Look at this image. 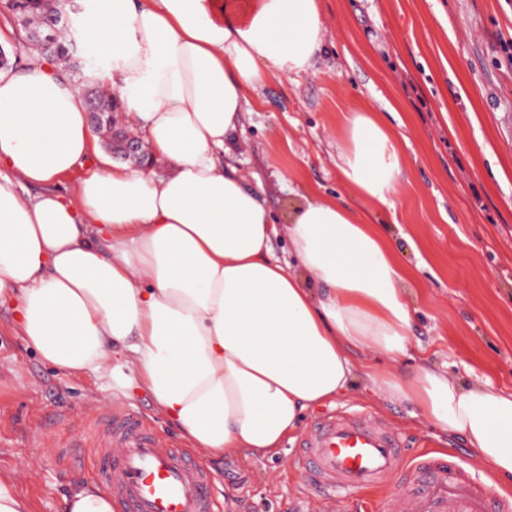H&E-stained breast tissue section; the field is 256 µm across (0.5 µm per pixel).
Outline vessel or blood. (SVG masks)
<instances>
[{
  "label": "vessel or blood",
  "mask_w": 512,
  "mask_h": 512,
  "mask_svg": "<svg viewBox=\"0 0 512 512\" xmlns=\"http://www.w3.org/2000/svg\"><path fill=\"white\" fill-rule=\"evenodd\" d=\"M299 448L294 467L320 497L384 488L382 512H512V498L493 494L461 457L407 456L396 431L359 411L318 418ZM97 452L111 460L100 482L124 512H216L206 464L140 416H103Z\"/></svg>",
  "instance_id": "vessel-or-blood-1"
}]
</instances>
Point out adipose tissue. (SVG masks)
I'll use <instances>...</instances> for the list:
<instances>
[{
	"mask_svg": "<svg viewBox=\"0 0 512 512\" xmlns=\"http://www.w3.org/2000/svg\"><path fill=\"white\" fill-rule=\"evenodd\" d=\"M88 47L164 173L94 170L77 199L55 181L93 136L74 84L38 54L0 70V305L27 344L65 372L138 386L193 448L278 455L303 414L371 391L462 437L496 484L512 487V392L466 384L410 347L407 266L372 220L403 168L373 113L347 117L341 178L358 211L309 198L279 230L233 153L243 105L268 82L307 73L322 52L321 0H94ZM110 238V248L100 241ZM358 349L392 363L356 365Z\"/></svg>",
	"mask_w": 512,
	"mask_h": 512,
	"instance_id": "adipose-tissue-1",
	"label": "adipose tissue"
}]
</instances>
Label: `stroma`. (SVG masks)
Segmentation results:
<instances>
[{"label":"stroma","instance_id":"stroma-1","mask_svg":"<svg viewBox=\"0 0 512 512\" xmlns=\"http://www.w3.org/2000/svg\"><path fill=\"white\" fill-rule=\"evenodd\" d=\"M322 8V53L307 74L271 81L246 104L233 163L260 186L277 224L309 196L360 207L340 177L337 143L345 116L377 113L404 156L394 206L375 221L413 271L411 342L458 381L512 392V68L497 49L512 39V0H322ZM333 406L370 410L411 440L435 435L491 477L467 442L434 433L409 406L370 392ZM113 409L181 441L149 393L116 399L93 373L56 371L0 307V475L16 477L30 512H63L71 487L95 480L98 420ZM73 426L85 431L83 447L69 445ZM296 451L292 439L263 460L197 456L224 512H286L307 492Z\"/></svg>","mask_w":512,"mask_h":512}]
</instances>
